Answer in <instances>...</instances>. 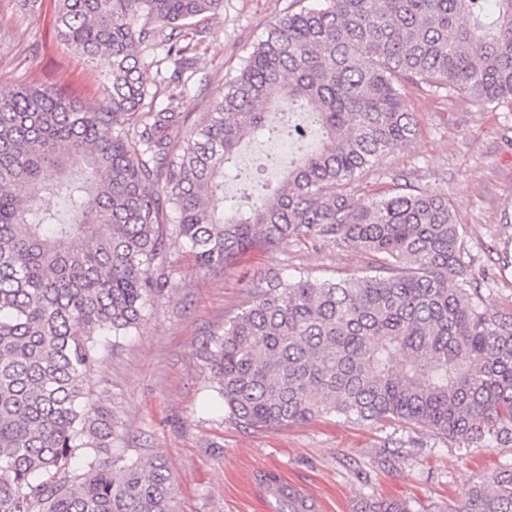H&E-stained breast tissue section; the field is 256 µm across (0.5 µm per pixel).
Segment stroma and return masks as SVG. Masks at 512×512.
Returning a JSON list of instances; mask_svg holds the SVG:
<instances>
[{
	"label": "stroma",
	"instance_id": "1",
	"mask_svg": "<svg viewBox=\"0 0 512 512\" xmlns=\"http://www.w3.org/2000/svg\"><path fill=\"white\" fill-rule=\"evenodd\" d=\"M294 0H224L194 19L196 68L186 85L169 83L166 48L139 49L153 109L174 105L198 118L222 92L252 45ZM56 0L33 9L0 0V86L54 88L90 105L107 101V57L85 60L53 35ZM418 135L383 156L352 192L355 204L404 186L447 196L467 229L463 256L487 304L512 306V107L495 109L457 91L406 85ZM370 257L333 240L294 239L239 252L224 270L205 273L182 248L168 256L169 283L136 328L104 352L85 377L91 402L112 416V452L126 461L160 457L178 512H267L261 476L292 484L316 512H358L370 497L402 501L413 512H443L469 483L505 462L512 443L463 444L414 425L349 423L322 416L302 425L251 427L220 403L205 347L250 298L264 274L346 278Z\"/></svg>",
	"mask_w": 512,
	"mask_h": 512
}]
</instances>
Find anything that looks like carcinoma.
I'll use <instances>...</instances> for the list:
<instances>
[{
    "instance_id": "cac0c4a2",
    "label": "carcinoma",
    "mask_w": 512,
    "mask_h": 512,
    "mask_svg": "<svg viewBox=\"0 0 512 512\" xmlns=\"http://www.w3.org/2000/svg\"><path fill=\"white\" fill-rule=\"evenodd\" d=\"M223 0H60L74 54L112 59L110 102L48 87H0V512H177L158 457L121 462L112 422L83 380L101 337L135 327L182 245L217 271L243 248L332 239L380 260L340 280L270 272L208 350L231 416L248 426L324 415L404 422L467 442H512V307L484 303L462 261L448 198L408 189L363 205L349 187L412 143L407 84L512 106V0H316L275 21L173 148L182 116L149 112L141 45L193 69L187 20ZM279 92L304 114L269 123ZM143 114L137 122L131 119ZM302 146L260 174L272 197L224 212V170L245 139ZM53 170L64 217L31 189ZM85 458L77 486L69 466ZM360 512H412L367 499ZM448 512H512V463L474 481Z\"/></svg>"
}]
</instances>
